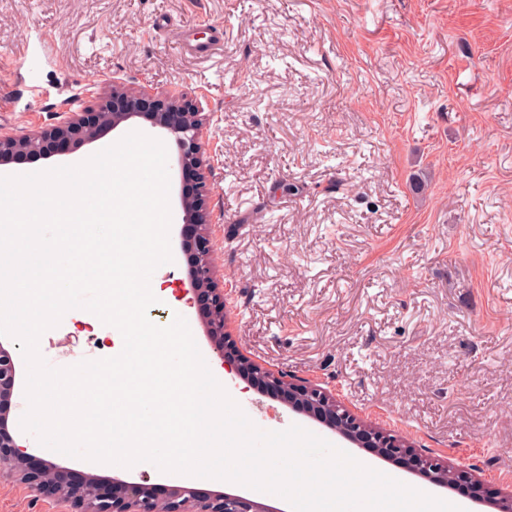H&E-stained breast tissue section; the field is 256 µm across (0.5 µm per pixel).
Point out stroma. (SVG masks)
<instances>
[{
	"instance_id": "1",
	"label": "stroma",
	"mask_w": 512,
	"mask_h": 512,
	"mask_svg": "<svg viewBox=\"0 0 512 512\" xmlns=\"http://www.w3.org/2000/svg\"><path fill=\"white\" fill-rule=\"evenodd\" d=\"M216 25L223 46L184 49L210 41ZM115 78L202 103L223 215L215 255L244 352L328 385L451 465L477 463L512 485V0H0V132L39 131ZM134 130L175 155L171 134L135 119L38 165H0V175L74 164ZM417 173L420 193L410 188ZM169 179L173 260L152 275L166 295L148 319L163 327L182 315L260 429L297 424L393 470L224 370L184 289L177 172ZM0 346L16 367L9 429L29 453L95 480L178 485L150 466L106 471L40 446L19 425L20 345L0 336ZM122 348L121 333L83 309L39 341L54 367ZM0 512L72 507L0 464Z\"/></svg>"
}]
</instances>
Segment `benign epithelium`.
<instances>
[{
	"label": "benign epithelium",
	"instance_id": "7a95c632",
	"mask_svg": "<svg viewBox=\"0 0 512 512\" xmlns=\"http://www.w3.org/2000/svg\"><path fill=\"white\" fill-rule=\"evenodd\" d=\"M141 118L153 128L175 138L174 166L191 176L193 191L181 195L182 226L194 230V263L188 269L189 292L194 299L208 298L206 333L224 369L249 387L281 400L291 410L303 413L339 432L360 448L373 451L400 465L418 471L435 483L447 486L450 466L430 452L409 442L392 429L369 422L344 405L330 389L304 381L283 371H274L253 360L238 346L230 330L224 288L215 263L211 224L214 223L212 160L205 148L207 118L199 104L186 94L170 90L163 94L146 86L131 87L121 80L95 97L79 111L55 114L54 122L40 131L21 136L0 135V164L6 165L17 154H39L49 144L64 146L80 139L90 142L108 130ZM16 367L10 353L0 347V462L10 466L21 482L47 497L69 501L74 512H151L153 501L171 505L170 512H268V508L240 495L207 498L189 487H177L166 497H155L150 487L124 482L121 490L108 495L89 479L77 480L69 469L26 453L7 427L4 409L15 386ZM479 465L453 469L452 485L486 500L496 512H512V492L472 476Z\"/></svg>",
	"mask_w": 512,
	"mask_h": 512
}]
</instances>
